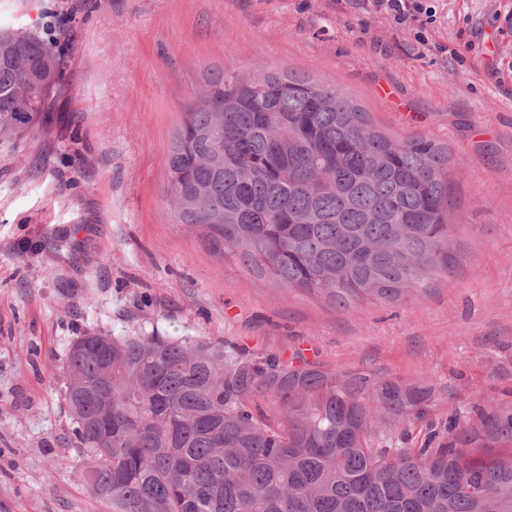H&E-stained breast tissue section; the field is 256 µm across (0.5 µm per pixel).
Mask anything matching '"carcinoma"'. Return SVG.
I'll list each match as a JSON object with an SVG mask.
<instances>
[{
	"instance_id": "carcinoma-1",
	"label": "carcinoma",
	"mask_w": 512,
	"mask_h": 512,
	"mask_svg": "<svg viewBox=\"0 0 512 512\" xmlns=\"http://www.w3.org/2000/svg\"><path fill=\"white\" fill-rule=\"evenodd\" d=\"M59 76L50 42L0 28L1 148L44 121ZM166 168L176 221L213 253L342 310L427 290L458 260L448 147L390 135L304 75H206ZM96 338L69 348L65 401L84 482L111 512H512L511 411L393 451L373 434L424 416L414 384L154 334L102 352Z\"/></svg>"
}]
</instances>
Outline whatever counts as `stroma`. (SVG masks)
<instances>
[{
	"instance_id": "obj_1",
	"label": "stroma",
	"mask_w": 512,
	"mask_h": 512,
	"mask_svg": "<svg viewBox=\"0 0 512 512\" xmlns=\"http://www.w3.org/2000/svg\"><path fill=\"white\" fill-rule=\"evenodd\" d=\"M427 44L372 0H0L61 62L47 117L0 150V512H109L81 476L64 361L88 332H157L430 389L449 417L512 409V0H435ZM337 86L392 135L447 144L460 259L347 311L212 253L176 222L166 156L206 72Z\"/></svg>"
}]
</instances>
